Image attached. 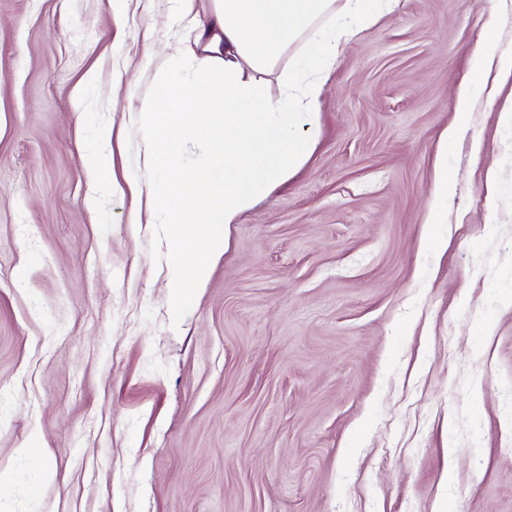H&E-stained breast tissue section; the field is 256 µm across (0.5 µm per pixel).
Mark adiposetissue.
Wrapping results in <instances>:
<instances>
[{
    "mask_svg": "<svg viewBox=\"0 0 512 512\" xmlns=\"http://www.w3.org/2000/svg\"><path fill=\"white\" fill-rule=\"evenodd\" d=\"M173 2L193 19L194 41L159 74L160 98L143 102L139 124L178 314L223 255L228 224L306 160L312 143L296 127L317 109L341 48L399 0H211L202 21L195 0ZM191 144L202 154L192 167L183 158Z\"/></svg>",
    "mask_w": 512,
    "mask_h": 512,
    "instance_id": "adipose-tissue-1",
    "label": "adipose tissue"
}]
</instances>
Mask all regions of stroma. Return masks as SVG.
I'll use <instances>...</instances> for the list:
<instances>
[{"label": "stroma", "instance_id": "obj_1", "mask_svg": "<svg viewBox=\"0 0 512 512\" xmlns=\"http://www.w3.org/2000/svg\"><path fill=\"white\" fill-rule=\"evenodd\" d=\"M170 13L0 0V512H512V78L440 142L512 0H400L343 47L177 321L137 123ZM87 169L97 184V189L88 198V206L92 207L97 202L96 194L108 189L112 182V173L108 154L104 150H96L87 157ZM453 184L448 180V169L444 165L437 169L432 187V203L428 210L426 224L434 226L442 224L443 212L440 204L443 200L448 199V195L452 193Z\"/></svg>", "mask_w": 512, "mask_h": 512}]
</instances>
